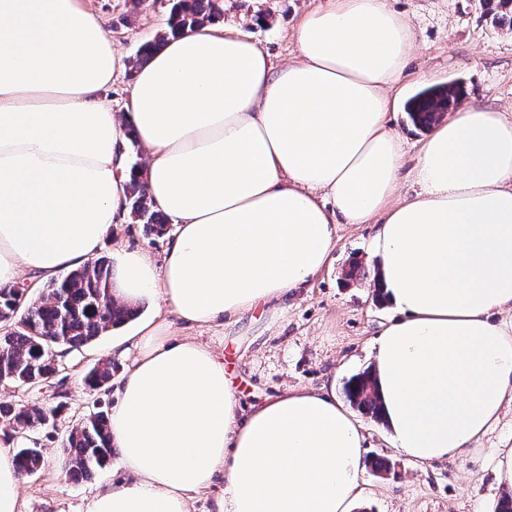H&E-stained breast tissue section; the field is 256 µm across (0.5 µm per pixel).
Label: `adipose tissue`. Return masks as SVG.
Returning a JSON list of instances; mask_svg holds the SVG:
<instances>
[{
    "label": "adipose tissue",
    "mask_w": 512,
    "mask_h": 512,
    "mask_svg": "<svg viewBox=\"0 0 512 512\" xmlns=\"http://www.w3.org/2000/svg\"><path fill=\"white\" fill-rule=\"evenodd\" d=\"M273 65L209 25L169 37L136 70L127 109L108 92L123 56L82 0H0V285L30 290L97 257L127 209L129 141L175 231L163 266L113 250L119 293L155 294L205 326L277 313L330 263L340 225L374 224L372 281L396 311L372 342L393 445L419 464L473 451L512 403V120L468 108L422 146L415 197L389 126L411 57L388 0H327ZM112 445L126 476L85 512H350L365 436L335 384L242 407L206 346L141 321L112 344Z\"/></svg>",
    "instance_id": "ef3b65f1"
}]
</instances>
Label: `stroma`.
Instances as JSON below:
<instances>
[{
    "label": "stroma",
    "instance_id": "obj_1",
    "mask_svg": "<svg viewBox=\"0 0 512 512\" xmlns=\"http://www.w3.org/2000/svg\"><path fill=\"white\" fill-rule=\"evenodd\" d=\"M321 2L224 0V23L240 27L274 64L281 65L297 54L291 31ZM88 5L129 64L142 44L163 32L170 9L169 0H88ZM390 5L409 20L416 39L413 56L394 89L397 104L388 114L406 155L398 190L405 199L419 190L411 167L426 138L408 123L406 103L423 89L456 84L465 91L463 108L512 110V29L486 20L479 0H390ZM258 11L269 16L259 26L250 22ZM373 233L370 224L341 227L329 266L282 313L259 310L231 325L192 330L173 318L159 299H143L141 313L168 321L172 337L189 336L214 350L237 386L242 406L260 403L292 386L343 384L371 367V343L381 325L395 316L389 304L377 301L370 279L349 283L343 276L351 258L369 262ZM166 243V238L145 236L141 225L129 221L113 230L102 253L108 256L120 247L142 249L159 264ZM112 337L102 336L83 352L64 356L60 372L44 385L23 389L0 385V402L56 412L54 422L35 435L44 464L20 482L21 512H85L90 498L123 477L115 460L86 481L70 480L62 471L63 437L89 410L108 412L115 402L113 387L92 391L83 383L97 360L111 353ZM362 423L365 458L385 457L391 470L384 477L364 470L356 512H494L503 498L493 456L496 449L512 448V406L504 409L471 457L424 465L399 454L383 424L367 417Z\"/></svg>",
    "mask_w": 512,
    "mask_h": 512
}]
</instances>
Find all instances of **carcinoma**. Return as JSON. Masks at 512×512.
Returning <instances> with one entry per match:
<instances>
[{
  "label": "carcinoma",
  "mask_w": 512,
  "mask_h": 512,
  "mask_svg": "<svg viewBox=\"0 0 512 512\" xmlns=\"http://www.w3.org/2000/svg\"><path fill=\"white\" fill-rule=\"evenodd\" d=\"M484 13L501 27H512V0H481ZM224 18V0H171L167 30L143 44L136 58L145 62L151 52L170 34L214 24ZM461 99L458 89H426L411 99L407 111L411 121L430 129L439 113ZM133 176L127 190L128 208L134 222L143 225L145 235L167 233L169 220L148 200L143 169L132 166ZM112 289V261L100 256L70 270L65 276L48 283L34 299L26 289L0 286V383L17 388L47 382L54 378L60 354L80 352L96 339L134 318L137 307L108 296ZM117 366L110 358L101 359L84 378L85 385L100 390L111 381ZM372 371L352 376L344 393L352 407L375 419L382 418L377 391L365 392ZM51 414L24 404H0V421L20 427L27 436L16 449L20 477L36 474L43 465L41 449L28 435L48 425ZM114 448L109 430L108 413L99 410L83 417L63 442L64 468L75 481L88 478L112 459Z\"/></svg>",
  "instance_id": "obj_1"
}]
</instances>
